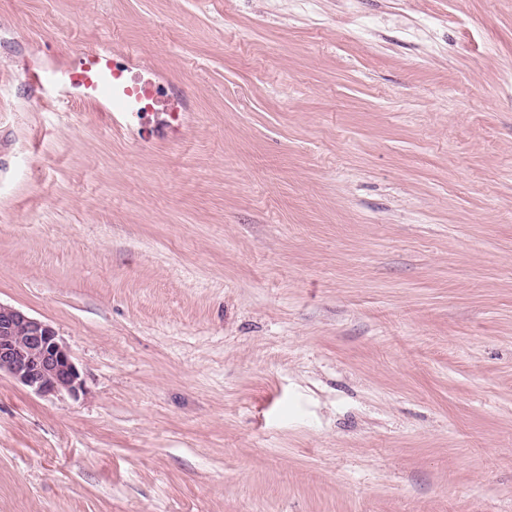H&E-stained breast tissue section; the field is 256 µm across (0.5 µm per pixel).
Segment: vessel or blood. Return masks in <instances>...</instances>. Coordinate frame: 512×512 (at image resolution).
I'll use <instances>...</instances> for the list:
<instances>
[{
  "mask_svg": "<svg viewBox=\"0 0 512 512\" xmlns=\"http://www.w3.org/2000/svg\"><path fill=\"white\" fill-rule=\"evenodd\" d=\"M141 66L133 55L125 65H117L111 48L103 45L84 53L77 64L42 71L34 80L50 89L67 85L82 88L95 105L116 119L142 112L178 115L179 99L162 95L155 81L136 76Z\"/></svg>",
  "mask_w": 512,
  "mask_h": 512,
  "instance_id": "b4317fda",
  "label": "vessel or blood"
}]
</instances>
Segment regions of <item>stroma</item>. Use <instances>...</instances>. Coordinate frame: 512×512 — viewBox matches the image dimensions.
I'll list each match as a JSON object with an SVG mask.
<instances>
[{
    "label": "stroma",
    "mask_w": 512,
    "mask_h": 512,
    "mask_svg": "<svg viewBox=\"0 0 512 512\" xmlns=\"http://www.w3.org/2000/svg\"><path fill=\"white\" fill-rule=\"evenodd\" d=\"M0 303V512H512V0H0ZM138 57L128 56L127 64L117 65L108 45L96 47L83 54L77 64L35 73V82L49 89L66 85L82 88L90 100L113 121L140 112H168L179 116L180 99L162 95L152 79L132 75L134 69H146ZM40 396L85 394L84 378L48 324L0 303V375Z\"/></svg>",
    "instance_id": "obj_1"
}]
</instances>
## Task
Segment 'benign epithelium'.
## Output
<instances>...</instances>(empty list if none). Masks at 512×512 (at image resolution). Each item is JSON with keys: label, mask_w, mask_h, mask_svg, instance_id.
Returning <instances> with one entry per match:
<instances>
[{"label": "benign epithelium", "mask_w": 512, "mask_h": 512, "mask_svg": "<svg viewBox=\"0 0 512 512\" xmlns=\"http://www.w3.org/2000/svg\"><path fill=\"white\" fill-rule=\"evenodd\" d=\"M40 396L85 394L84 378L48 324L0 304V373Z\"/></svg>", "instance_id": "1"}]
</instances>
